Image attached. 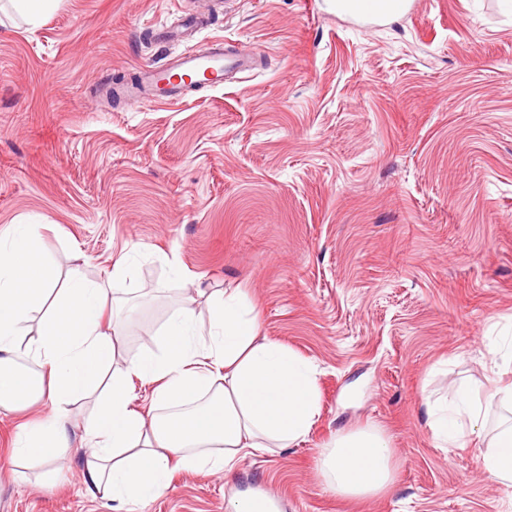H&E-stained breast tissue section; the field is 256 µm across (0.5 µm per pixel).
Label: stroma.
I'll return each instance as SVG.
<instances>
[{
    "mask_svg": "<svg viewBox=\"0 0 512 512\" xmlns=\"http://www.w3.org/2000/svg\"><path fill=\"white\" fill-rule=\"evenodd\" d=\"M250 48L240 82L182 103L105 97L165 61L181 15ZM44 225L67 278L114 282L130 327L118 358L186 292L240 289L259 336L317 369L305 441L264 448L229 477L178 472L141 512H228L268 490L279 512H512L480 443L439 447L427 405L484 384L512 336V0H421L373 29L309 0H62L37 27L0 20V227ZM0 417V512H118L62 468L13 461ZM380 430L396 473L366 500L336 495L320 453Z\"/></svg>",
    "mask_w": 512,
    "mask_h": 512,
    "instance_id": "35a3bbf8",
    "label": "stroma"
}]
</instances>
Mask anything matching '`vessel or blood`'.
Here are the masks:
<instances>
[{"label":"vessel or blood","instance_id":"vessel-or-blood-1","mask_svg":"<svg viewBox=\"0 0 512 512\" xmlns=\"http://www.w3.org/2000/svg\"><path fill=\"white\" fill-rule=\"evenodd\" d=\"M254 65L251 55L228 52L223 39L218 38L204 49L177 53L165 63L147 66L124 92L131 104L144 100L159 104L180 103L187 97L188 76L200 77L204 87L214 90L253 70Z\"/></svg>","mask_w":512,"mask_h":512}]
</instances>
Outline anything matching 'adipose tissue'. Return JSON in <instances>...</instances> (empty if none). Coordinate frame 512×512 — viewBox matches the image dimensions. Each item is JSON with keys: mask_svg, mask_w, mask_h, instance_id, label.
<instances>
[{"mask_svg": "<svg viewBox=\"0 0 512 512\" xmlns=\"http://www.w3.org/2000/svg\"><path fill=\"white\" fill-rule=\"evenodd\" d=\"M42 230L0 227V411L52 406L38 423L22 426L13 459L51 467L64 449L80 447L87 491L138 512L170 488L175 472L228 475L245 449L305 440L321 409L316 369L258 336L240 292L206 295L203 315L186 297L157 331L156 348L120 365L118 325L103 321L112 288L77 270L58 288ZM23 356L37 371L19 367ZM135 379L153 387L147 410L133 404ZM92 394L93 412L75 421L72 404ZM427 414L440 447L484 433L485 415L471 388L451 390ZM480 462L494 481L512 488V421L499 425ZM320 469L338 495L350 498L380 495L395 478L388 440L373 428L336 434Z\"/></svg>", "mask_w": 512, "mask_h": 512, "instance_id": "adipose-tissue-1", "label": "adipose tissue"}]
</instances>
